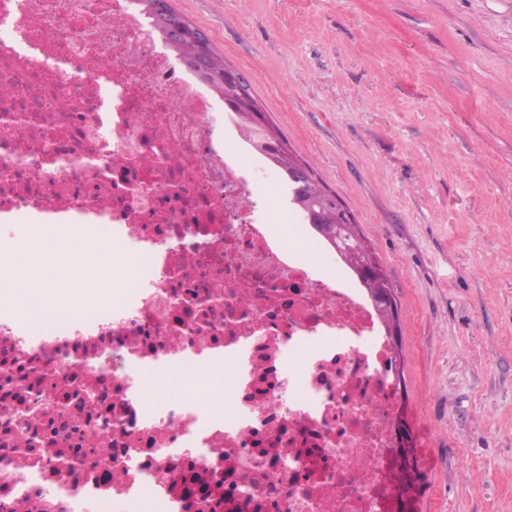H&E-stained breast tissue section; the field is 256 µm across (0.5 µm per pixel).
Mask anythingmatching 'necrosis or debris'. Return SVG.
<instances>
[{
	"mask_svg": "<svg viewBox=\"0 0 512 512\" xmlns=\"http://www.w3.org/2000/svg\"><path fill=\"white\" fill-rule=\"evenodd\" d=\"M268 165L133 0H0V224L153 257L119 304L0 321V512H398L393 345L344 260L243 207ZM186 357L226 362L224 417L147 402L141 370Z\"/></svg>",
	"mask_w": 512,
	"mask_h": 512,
	"instance_id": "4bbe7bcc",
	"label": "necrosis or debris"
}]
</instances>
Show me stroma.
Instances as JSON below:
<instances>
[{"instance_id": "35a3bbf8", "label": "stroma", "mask_w": 512, "mask_h": 512, "mask_svg": "<svg viewBox=\"0 0 512 512\" xmlns=\"http://www.w3.org/2000/svg\"><path fill=\"white\" fill-rule=\"evenodd\" d=\"M353 214L398 311L411 512H512V0H169ZM274 235L330 270L280 201Z\"/></svg>"}]
</instances>
